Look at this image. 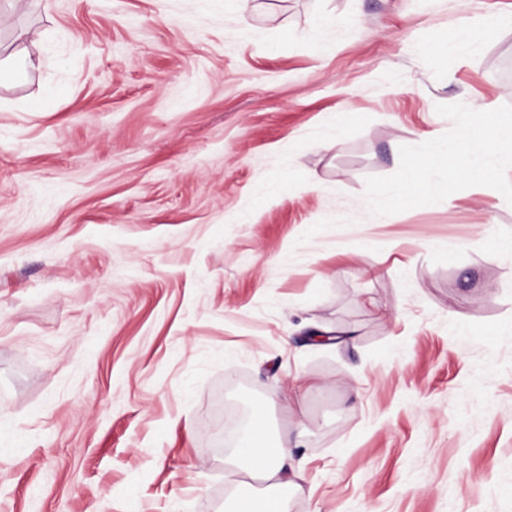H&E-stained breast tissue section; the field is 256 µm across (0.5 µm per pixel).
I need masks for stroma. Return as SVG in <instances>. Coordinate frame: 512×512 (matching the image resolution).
Returning a JSON list of instances; mask_svg holds the SVG:
<instances>
[{"label": "stroma", "instance_id": "1", "mask_svg": "<svg viewBox=\"0 0 512 512\" xmlns=\"http://www.w3.org/2000/svg\"><path fill=\"white\" fill-rule=\"evenodd\" d=\"M453 103L512 0H0V512H231L257 402L287 512H512V204L365 200Z\"/></svg>", "mask_w": 512, "mask_h": 512}]
</instances>
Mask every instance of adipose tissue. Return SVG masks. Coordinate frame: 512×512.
<instances>
[{"label":"adipose tissue","mask_w":512,"mask_h":512,"mask_svg":"<svg viewBox=\"0 0 512 512\" xmlns=\"http://www.w3.org/2000/svg\"><path fill=\"white\" fill-rule=\"evenodd\" d=\"M288 448V437L282 435L270 439L261 412H254L235 446L230 463L259 474L269 481L271 490L240 499L235 512H284L285 503L302 489L301 470L290 464Z\"/></svg>","instance_id":"1"}]
</instances>
